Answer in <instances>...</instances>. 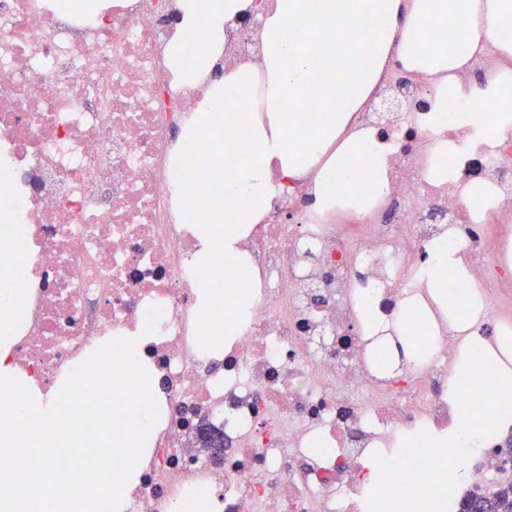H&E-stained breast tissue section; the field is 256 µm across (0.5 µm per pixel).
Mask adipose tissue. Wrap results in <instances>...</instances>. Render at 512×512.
<instances>
[{"instance_id": "adipose-tissue-1", "label": "adipose tissue", "mask_w": 512, "mask_h": 512, "mask_svg": "<svg viewBox=\"0 0 512 512\" xmlns=\"http://www.w3.org/2000/svg\"><path fill=\"white\" fill-rule=\"evenodd\" d=\"M249 5L250 0H178V31L166 48L178 90L199 89L224 45L228 22ZM261 38L262 113L232 109V90L249 88L253 78L251 67L243 66L226 72L222 86L210 87L179 138L185 146L202 138L210 142L200 162L203 177L173 187L182 221L198 241L191 268L200 275V309L210 318L224 305L242 311L252 302L253 271L239 242L248 225L266 218L275 176L312 177L321 211L334 208L342 195L365 203V189L384 178L383 157L373 152L359 161L363 141L345 131L390 59L438 80L432 104L436 130L471 128L486 141L512 135V68L501 67L467 88L455 80L485 47L512 59V0H274L262 20ZM307 100L312 111L282 108L287 101ZM476 101L489 104L490 113L474 111ZM229 130L237 141L224 139ZM452 270L466 272L447 242H437L423 271L432 295L447 297ZM228 281L235 291L225 292ZM509 352L510 338L469 336L458 367L478 364L474 383L490 388L500 415L476 432V406L458 405L456 395H449L453 421L447 432L425 434V447L443 455L465 452L512 429V368L502 359Z\"/></svg>"}]
</instances>
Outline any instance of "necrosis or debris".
Instances as JSON below:
<instances>
[{"instance_id": "necrosis-or-debris-1", "label": "necrosis or debris", "mask_w": 512, "mask_h": 512, "mask_svg": "<svg viewBox=\"0 0 512 512\" xmlns=\"http://www.w3.org/2000/svg\"><path fill=\"white\" fill-rule=\"evenodd\" d=\"M171 0H109L99 15L62 14L50 0H0V161L20 194L27 256L26 324L14 362L50 386L99 336H131L162 311L142 348L166 404L127 512L219 490L224 512H365L367 464L395 471L379 491L424 512L457 493L437 482L438 456L398 435L447 430L448 374L476 324L512 336L500 308L512 293V137L430 129L437 87L390 61L371 102L351 116L385 158V180L360 207L304 209L312 183L276 179L271 211L239 247L253 302L198 309L188 262L197 241L177 223L171 185L208 147L177 134L201 94L176 91L164 49ZM260 66L257 19L230 31L207 78ZM447 146L449 174L429 177ZM457 249L468 276L455 309L430 298L419 271L434 244ZM423 314L429 355L394 364L381 343L406 303ZM224 356H206L207 341ZM224 440L214 456L198 438Z\"/></svg>"}]
</instances>
